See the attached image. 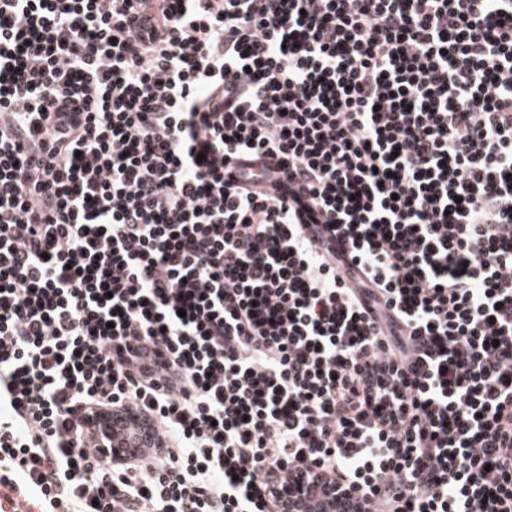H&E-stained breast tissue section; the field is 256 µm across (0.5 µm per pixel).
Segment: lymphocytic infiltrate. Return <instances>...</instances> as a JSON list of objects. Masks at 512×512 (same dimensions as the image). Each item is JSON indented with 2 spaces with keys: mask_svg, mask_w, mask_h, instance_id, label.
Returning <instances> with one entry per match:
<instances>
[{
  "mask_svg": "<svg viewBox=\"0 0 512 512\" xmlns=\"http://www.w3.org/2000/svg\"><path fill=\"white\" fill-rule=\"evenodd\" d=\"M295 472L512 512V0H0V512ZM131 415H137L145 419V417L141 416L135 409L114 411V422L112 423L109 436L105 435L103 432H99V435L103 440H107L111 443L113 435V441L115 443H121L127 447L135 448L133 456H138L142 453L148 454L151 449L144 447L154 446L158 442L159 433L157 427L148 421L146 422L147 426L142 427L138 421L130 418Z\"/></svg>",
  "mask_w": 512,
  "mask_h": 512,
  "instance_id": "f902f5d3",
  "label": "lymphocytic infiltrate"
}]
</instances>
